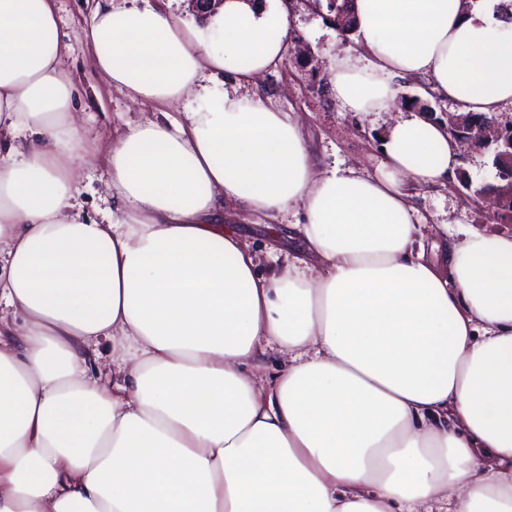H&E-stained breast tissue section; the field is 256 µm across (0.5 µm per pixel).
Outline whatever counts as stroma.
<instances>
[{
    "instance_id": "obj_1",
    "label": "stroma",
    "mask_w": 512,
    "mask_h": 512,
    "mask_svg": "<svg viewBox=\"0 0 512 512\" xmlns=\"http://www.w3.org/2000/svg\"><path fill=\"white\" fill-rule=\"evenodd\" d=\"M58 35L68 45L63 65L76 89L75 112L87 140H107L127 125L151 117L153 109L133 102L126 92L112 87L93 73L91 48L83 37L90 22L87 0H56ZM295 26L291 41L308 48L301 55L288 50L287 59L276 73L260 78L270 103L276 109L296 113L301 130L318 170L351 168L361 173H375L381 160L380 139L390 116L382 112L371 122L361 121L344 111L332 94L325 65L328 55L339 49L363 53L356 34L340 37L334 25L321 17L310 0H294ZM495 147L487 145L467 150L463 170L465 182L436 189L415 186L411 204L428 219L424 231L426 242L439 237L440 225H447L449 238L461 239L464 226L470 225L489 233L511 232L512 215L479 203V190L495 184ZM76 197L83 216L101 222L112 209V188L106 167L100 163L81 165ZM247 247L255 254L259 271H266L270 254L280 262L289 256H305L304 248L288 240V226L295 223L294 211L266 216L248 212L234 214Z\"/></svg>"
}]
</instances>
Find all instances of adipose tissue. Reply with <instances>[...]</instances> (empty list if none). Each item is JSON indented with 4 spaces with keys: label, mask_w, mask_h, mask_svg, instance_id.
Instances as JSON below:
<instances>
[{
    "label": "adipose tissue",
    "mask_w": 512,
    "mask_h": 512,
    "mask_svg": "<svg viewBox=\"0 0 512 512\" xmlns=\"http://www.w3.org/2000/svg\"><path fill=\"white\" fill-rule=\"evenodd\" d=\"M499 2L357 0L367 53L329 58L336 99L390 112L415 77L512 106ZM91 13L97 76L201 104L88 142L54 0H0V306L21 313L0 315V512H512V234L468 229L439 264L416 246L409 186L462 164L447 128L400 114L377 173H320L293 113L238 93L284 61V0H224L209 39ZM89 156L120 201L104 223L74 196ZM232 206L298 209L304 264L260 275Z\"/></svg>",
    "instance_id": "ef3b65f1"
}]
</instances>
